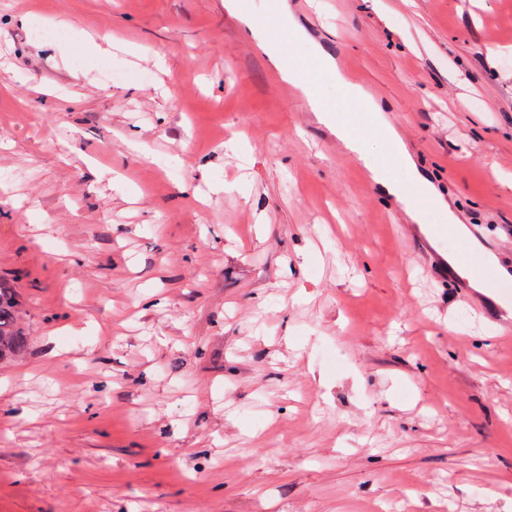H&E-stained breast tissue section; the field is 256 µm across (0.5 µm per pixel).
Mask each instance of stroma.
<instances>
[{"instance_id":"1","label":"stroma","mask_w":512,"mask_h":512,"mask_svg":"<svg viewBox=\"0 0 512 512\" xmlns=\"http://www.w3.org/2000/svg\"><path fill=\"white\" fill-rule=\"evenodd\" d=\"M285 5L512 262V0ZM235 13L0 0V512H512V344ZM451 225L447 224H426L425 233L421 232L419 227L409 226L404 228L405 236L417 237L424 249L426 260L430 266L433 274L447 281V268H452L448 260H446L440 253H438L432 246L434 242L440 246L443 243L448 245V235L451 233ZM20 300L15 288L0 279V360L24 352L26 337L18 328Z\"/></svg>"}]
</instances>
